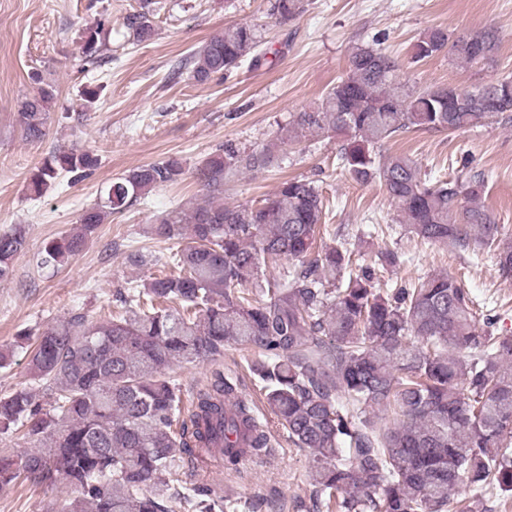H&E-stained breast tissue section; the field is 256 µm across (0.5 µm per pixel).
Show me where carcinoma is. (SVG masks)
Returning a JSON list of instances; mask_svg holds the SVG:
<instances>
[{
	"instance_id": "obj_1",
	"label": "carcinoma",
	"mask_w": 512,
	"mask_h": 512,
	"mask_svg": "<svg viewBox=\"0 0 512 512\" xmlns=\"http://www.w3.org/2000/svg\"><path fill=\"white\" fill-rule=\"evenodd\" d=\"M304 11L303 0H269L279 25ZM104 26L100 19L82 33L90 66L104 59ZM128 26L138 42L153 33L148 12L130 15ZM263 44L262 27L228 25L175 73L190 65V77L205 83L246 61L258 67ZM445 49L458 64H487L497 36L429 29L414 58ZM397 69L383 49L357 43L346 76L275 140L226 142L195 167L200 196L155 227L177 243L174 270L118 293V315L57 320L29 352L34 386L0 397V434L21 430L33 443L0 455V489L21 479L65 482L75 495L59 512H171L174 499L192 512H261L258 502L214 496L207 483L176 487L163 478L200 451L220 450L227 469L242 455H271L272 438L222 371L187 406L171 375L178 363L212 362L226 346L247 345L258 352L252 372L288 441L312 453L309 501L294 502V512H491L487 487L512 491V335L496 333L498 315L477 317L469 293L447 274L384 290L374 266L353 261L347 241L317 249L326 205L306 177L288 178L256 202L224 204V185L267 169L279 146L340 136V164L360 184L380 182L411 233L455 250L488 248L511 275L512 242L482 202L484 173L432 182L414 160L383 147L408 129L456 132L511 113L512 79L416 90ZM30 79L37 88L21 101L17 122L40 140L57 90L38 70ZM97 166L86 149L54 153L32 189L39 195L58 172L82 178ZM185 174L173 156L126 172L69 234L44 247L38 264L64 265L97 225ZM26 249L23 230L0 232V281ZM370 404L393 408V421L379 426L362 416Z\"/></svg>"
}]
</instances>
